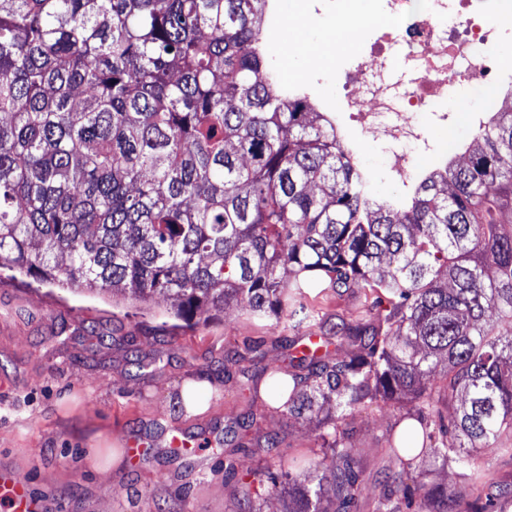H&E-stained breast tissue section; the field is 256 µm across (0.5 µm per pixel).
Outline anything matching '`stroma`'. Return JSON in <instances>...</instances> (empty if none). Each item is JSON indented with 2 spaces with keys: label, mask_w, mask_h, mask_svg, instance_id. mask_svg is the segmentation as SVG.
Listing matches in <instances>:
<instances>
[{
  "label": "stroma",
  "mask_w": 512,
  "mask_h": 512,
  "mask_svg": "<svg viewBox=\"0 0 512 512\" xmlns=\"http://www.w3.org/2000/svg\"><path fill=\"white\" fill-rule=\"evenodd\" d=\"M380 0H278L279 12L307 21L306 36L322 41L337 16L358 9L378 15ZM350 51L315 61L291 62L299 79L315 85L326 107L336 104L337 67ZM457 111L440 122L425 115L433 146L421 164L436 168L440 155L473 139L468 109L480 96L470 90L456 96ZM358 163L371 172L377 197L398 194L384 159L388 142H363L353 123L345 125ZM305 302L325 322L328 342L336 323L376 317L384 305L365 288L343 292L317 281L303 290ZM167 305L142 307L115 302L106 295L71 293L51 286L32 289L20 281L0 279V470L25 478L42 512H286L288 482L318 483L313 461L320 449L316 421L297 419L264 408V393L249 390L245 377L264 384L270 364L289 367L295 351L286 338H304L308 330L288 316L257 317L241 308L213 314L171 329ZM262 340L246 352L243 340ZM145 369H137L134 359ZM210 382L215 392L201 416L174 412L173 401L184 381ZM409 408L375 400L348 413L350 444L360 479L353 512H374L388 488L414 492L416 469H401L389 443ZM250 427L225 437L197 460L166 450L152 452L139 467L119 471L89 468L95 452L122 447L129 435L178 430L193 436L227 427L245 414ZM278 445L265 447L267 437ZM485 482L461 476L455 463L437 468L427 483L446 484L448 496L469 503L473 512H512V452L482 453ZM495 490L494 508L486 494Z\"/></svg>",
  "instance_id": "1"
}]
</instances>
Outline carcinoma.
<instances>
[{
    "mask_svg": "<svg viewBox=\"0 0 512 512\" xmlns=\"http://www.w3.org/2000/svg\"><path fill=\"white\" fill-rule=\"evenodd\" d=\"M269 0H0V269L38 285L162 299L186 322L238 303L321 319L302 279L369 288L386 313L342 328L353 353L303 347L268 367L272 411L318 419L321 489L294 512H348L359 480L346 412L412 396L402 467L512 437V108L462 163L377 200L324 112L268 78ZM453 414L444 421L430 375ZM424 499L467 512L441 484ZM396 490L375 512H400Z\"/></svg>",
    "mask_w": 512,
    "mask_h": 512,
    "instance_id": "cac0c4a2",
    "label": "carcinoma"
}]
</instances>
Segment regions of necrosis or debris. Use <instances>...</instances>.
<instances>
[{
  "mask_svg": "<svg viewBox=\"0 0 512 512\" xmlns=\"http://www.w3.org/2000/svg\"><path fill=\"white\" fill-rule=\"evenodd\" d=\"M383 22L356 48L351 64L337 72L336 113L349 114L365 140L393 143L385 161L388 175L414 189L421 172L413 155L425 143L421 113L448 115L459 87L486 90L472 109L475 128L512 102V66L501 63L496 47L503 37L483 0H382ZM401 50L412 73L399 90L387 72V58Z\"/></svg>",
  "mask_w": 512,
  "mask_h": 512,
  "instance_id": "obj_1",
  "label": "necrosis or debris"
}]
</instances>
